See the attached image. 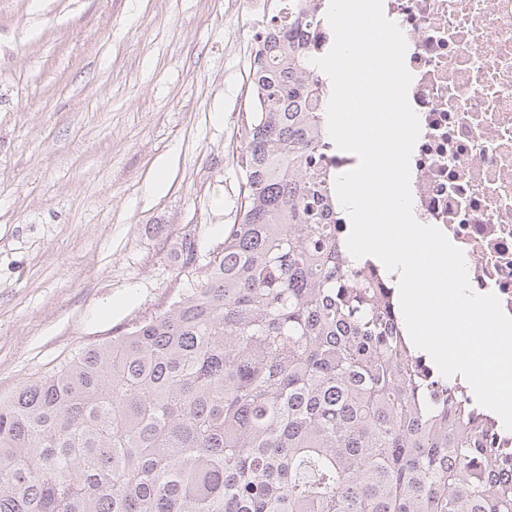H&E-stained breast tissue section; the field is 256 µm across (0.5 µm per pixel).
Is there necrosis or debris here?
<instances>
[{
    "label": "necrosis or debris",
    "instance_id": "1",
    "mask_svg": "<svg viewBox=\"0 0 512 512\" xmlns=\"http://www.w3.org/2000/svg\"><path fill=\"white\" fill-rule=\"evenodd\" d=\"M403 32L420 122L413 212L512 316V0H383Z\"/></svg>",
    "mask_w": 512,
    "mask_h": 512
}]
</instances>
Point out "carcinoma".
Returning <instances> with one entry per match:
<instances>
[{
  "label": "carcinoma",
  "mask_w": 512,
  "mask_h": 512,
  "mask_svg": "<svg viewBox=\"0 0 512 512\" xmlns=\"http://www.w3.org/2000/svg\"><path fill=\"white\" fill-rule=\"evenodd\" d=\"M314 0H270L238 222L157 315L0 395V512H512V448L340 234Z\"/></svg>",
  "instance_id": "obj_1"
}]
</instances>
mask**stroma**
Instances as JSON below:
<instances>
[{
	"label": "stroma",
	"instance_id": "1",
	"mask_svg": "<svg viewBox=\"0 0 512 512\" xmlns=\"http://www.w3.org/2000/svg\"><path fill=\"white\" fill-rule=\"evenodd\" d=\"M265 0H0V392L161 313L237 222Z\"/></svg>",
	"mask_w": 512,
	"mask_h": 512
}]
</instances>
